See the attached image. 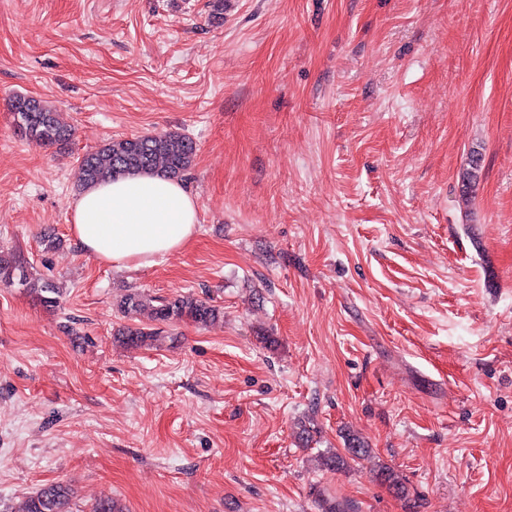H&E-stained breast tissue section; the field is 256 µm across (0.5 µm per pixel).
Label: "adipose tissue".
<instances>
[{
  "instance_id": "adipose-tissue-1",
  "label": "adipose tissue",
  "mask_w": 512,
  "mask_h": 512,
  "mask_svg": "<svg viewBox=\"0 0 512 512\" xmlns=\"http://www.w3.org/2000/svg\"><path fill=\"white\" fill-rule=\"evenodd\" d=\"M70 209L77 244L117 268L150 265L184 250L197 234L196 199L180 181L157 174L88 187L73 198Z\"/></svg>"
}]
</instances>
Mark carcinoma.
<instances>
[{
	"label": "carcinoma",
	"mask_w": 512,
	"mask_h": 512,
	"mask_svg": "<svg viewBox=\"0 0 512 512\" xmlns=\"http://www.w3.org/2000/svg\"><path fill=\"white\" fill-rule=\"evenodd\" d=\"M13 119L20 122L21 136L43 146H63L71 138V130L63 125L57 113L42 101L17 95L10 104ZM196 145L180 133H161L128 138H113L100 148L86 153L80 160L77 172V189L137 174H161L179 178L193 164ZM479 152L472 151L468 167L460 173V192L472 194L479 181ZM0 283L24 288L34 301L47 311L58 307L60 291L49 281L33 279L27 260L11 250L0 249ZM119 310L128 317L147 310L152 326H126L117 331L118 342L133 348L151 346L164 338V327L183 319H190L203 326L220 321V309L191 295L171 300L157 299L141 292L124 295ZM371 463L377 480L386 485L397 498H409L402 477L394 469L372 463L371 448L357 433L345 436L344 453L329 450L317 455L320 467L341 470L350 463ZM321 512H353L354 506L318 492ZM73 491L62 483L46 485L26 497L18 512H70Z\"/></svg>",
	"instance_id": "carcinoma-1"
}]
</instances>
